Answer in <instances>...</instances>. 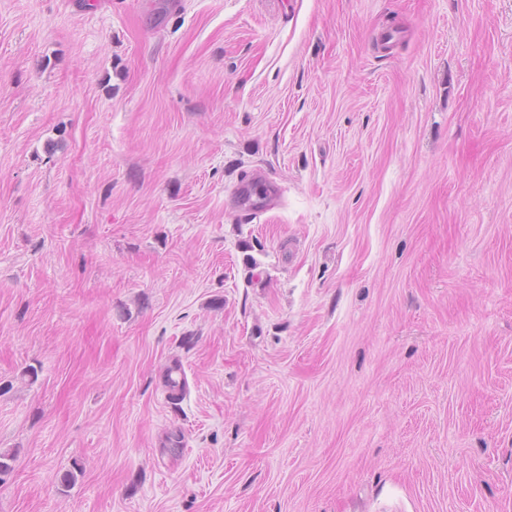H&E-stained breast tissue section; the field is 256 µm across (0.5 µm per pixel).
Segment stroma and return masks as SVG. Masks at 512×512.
Here are the masks:
<instances>
[{"instance_id": "obj_1", "label": "stroma", "mask_w": 512, "mask_h": 512, "mask_svg": "<svg viewBox=\"0 0 512 512\" xmlns=\"http://www.w3.org/2000/svg\"><path fill=\"white\" fill-rule=\"evenodd\" d=\"M0 450V512H512V0H0Z\"/></svg>"}]
</instances>
